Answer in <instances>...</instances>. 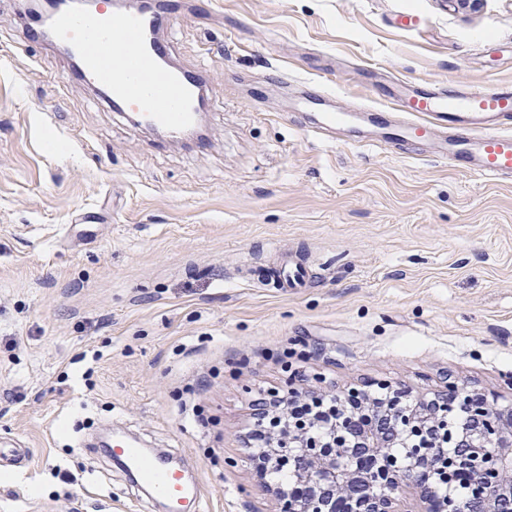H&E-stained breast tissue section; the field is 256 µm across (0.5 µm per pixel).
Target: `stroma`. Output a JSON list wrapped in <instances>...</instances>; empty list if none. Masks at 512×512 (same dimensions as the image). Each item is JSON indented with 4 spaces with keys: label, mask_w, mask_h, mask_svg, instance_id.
Returning <instances> with one entry per match:
<instances>
[{
    "label": "stroma",
    "mask_w": 512,
    "mask_h": 512,
    "mask_svg": "<svg viewBox=\"0 0 512 512\" xmlns=\"http://www.w3.org/2000/svg\"><path fill=\"white\" fill-rule=\"evenodd\" d=\"M172 57L205 66L208 140L113 112L0 0V512H160L99 445L123 424L189 467L205 512H274L257 401L378 382L512 399V181L411 143L310 128L393 78L512 83V0H192ZM306 287H279L280 259Z\"/></svg>",
    "instance_id": "35a3bbf8"
}]
</instances>
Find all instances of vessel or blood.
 Returning a JSON list of instances; mask_svg holds the SVG:
<instances>
[{
    "label": "vessel or blood",
    "mask_w": 512,
    "mask_h": 512,
    "mask_svg": "<svg viewBox=\"0 0 512 512\" xmlns=\"http://www.w3.org/2000/svg\"><path fill=\"white\" fill-rule=\"evenodd\" d=\"M173 13L152 0L142 13L114 15L104 6L79 10L74 0H47L36 23L79 57V80L104 88L113 111L137 113L143 124L180 135L196 117L203 78L164 65L171 51L163 34ZM378 115L383 116L381 145L399 147L415 139L429 145L432 156L490 180L512 178V84L471 91L432 93L400 81ZM110 453L138 473L172 512L200 508L203 494L162 457L114 437Z\"/></svg>",
    "instance_id": "b4317fda"
}]
</instances>
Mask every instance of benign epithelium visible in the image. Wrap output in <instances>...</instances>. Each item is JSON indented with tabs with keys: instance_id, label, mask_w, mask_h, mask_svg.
Returning a JSON list of instances; mask_svg holds the SVG:
<instances>
[{
	"instance_id": "benign-epithelium-1",
	"label": "benign epithelium",
	"mask_w": 512,
	"mask_h": 512,
	"mask_svg": "<svg viewBox=\"0 0 512 512\" xmlns=\"http://www.w3.org/2000/svg\"><path fill=\"white\" fill-rule=\"evenodd\" d=\"M386 397L375 401L355 387L334 394L301 391L316 401L336 402L323 438L307 435L302 424H288L255 460L261 476L286 470L309 493L271 488L278 512H397L396 493L412 488L422 512H512V405L499 396L453 382L433 396L381 383ZM393 429L378 430L380 421ZM371 456L375 467L359 459ZM470 462L472 500L460 504L432 488Z\"/></svg>"
}]
</instances>
